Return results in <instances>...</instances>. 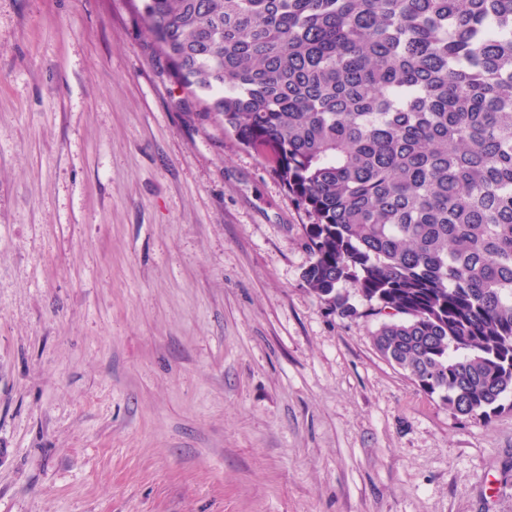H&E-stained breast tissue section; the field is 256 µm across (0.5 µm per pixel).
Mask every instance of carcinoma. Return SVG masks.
<instances>
[{
  "label": "carcinoma",
  "mask_w": 512,
  "mask_h": 512,
  "mask_svg": "<svg viewBox=\"0 0 512 512\" xmlns=\"http://www.w3.org/2000/svg\"><path fill=\"white\" fill-rule=\"evenodd\" d=\"M201 116L311 219L309 289L350 282L376 350L455 414L512 393V0H141Z\"/></svg>",
  "instance_id": "carcinoma-1"
}]
</instances>
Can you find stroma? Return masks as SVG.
Wrapping results in <instances>:
<instances>
[{"label": "stroma", "instance_id": "35a3bbf8", "mask_svg": "<svg viewBox=\"0 0 512 512\" xmlns=\"http://www.w3.org/2000/svg\"><path fill=\"white\" fill-rule=\"evenodd\" d=\"M139 5L0 0V512H512V394L454 414L309 290Z\"/></svg>", "mask_w": 512, "mask_h": 512}]
</instances>
